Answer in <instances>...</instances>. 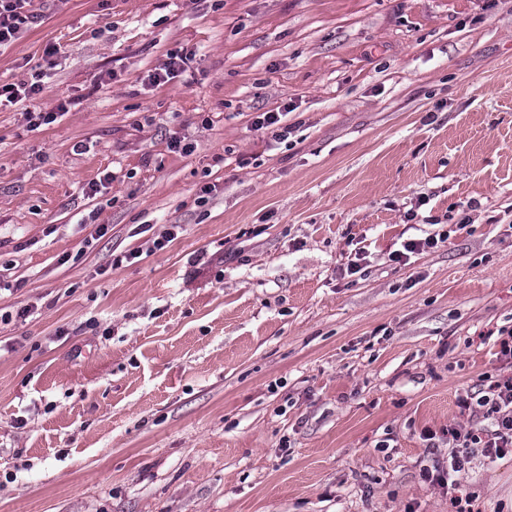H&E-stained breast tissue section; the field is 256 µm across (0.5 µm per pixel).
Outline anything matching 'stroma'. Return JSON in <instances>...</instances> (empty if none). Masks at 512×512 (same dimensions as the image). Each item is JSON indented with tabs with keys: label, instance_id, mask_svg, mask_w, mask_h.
<instances>
[{
	"label": "stroma",
	"instance_id": "1",
	"mask_svg": "<svg viewBox=\"0 0 512 512\" xmlns=\"http://www.w3.org/2000/svg\"><path fill=\"white\" fill-rule=\"evenodd\" d=\"M35 7L0 49L44 74L0 108V512H449L426 475L512 375V0ZM458 493L512 512V457ZM191 55L183 53H173L169 55L168 62L165 66L164 73H154L149 75V80L154 85L168 82L170 79L178 76L179 73L185 71L191 62Z\"/></svg>",
	"mask_w": 512,
	"mask_h": 512
}]
</instances>
